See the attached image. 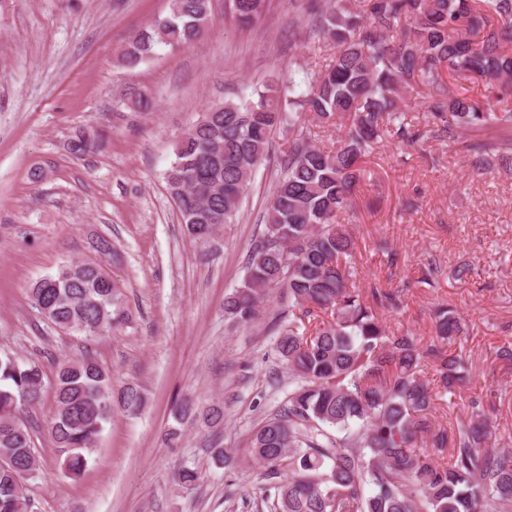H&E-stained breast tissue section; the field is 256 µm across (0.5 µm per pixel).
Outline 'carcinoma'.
<instances>
[{"mask_svg":"<svg viewBox=\"0 0 512 512\" xmlns=\"http://www.w3.org/2000/svg\"><path fill=\"white\" fill-rule=\"evenodd\" d=\"M242 23L263 0H230ZM211 0H170L169 15L136 33L121 63L134 68L156 47L183 46L204 32ZM312 39L334 48L330 63L307 75L306 89L274 84L256 98L210 105L178 140L166 186L194 240L233 224L243 193L269 152V137L288 127V153L265 214L263 238L247 275L226 299L235 323L255 319L269 291L288 294V324L278 356L295 388L258 428L251 453L271 475L275 512H512V448H490L492 422L475 411L445 428L432 422L435 402L467 380L464 333L446 305L435 310L427 345L392 331L378 311L404 307L401 291L355 286V240L338 221L351 208L362 158L379 144L424 145L444 138L479 173L512 171V0H336ZM481 78L477 100L467 85ZM456 90L448 93L447 80ZM427 91L424 114L400 107L406 88ZM343 132L339 145L314 144L313 128ZM485 130L479 137L470 132ZM95 137L69 143L76 157ZM440 268L428 261L418 285L432 287ZM31 306L54 328L103 337L123 319L120 286L94 261L73 258L28 288ZM436 384L424 379L427 366ZM50 387L48 433L61 468L79 476L114 404L134 412L137 387L114 394L110 375L90 356L60 363L46 380L38 360L0 355V512H23V474L36 470L24 411ZM449 449L440 464L426 448Z\"/></svg>","mask_w":512,"mask_h":512,"instance_id":"carcinoma-1","label":"carcinoma"}]
</instances>
